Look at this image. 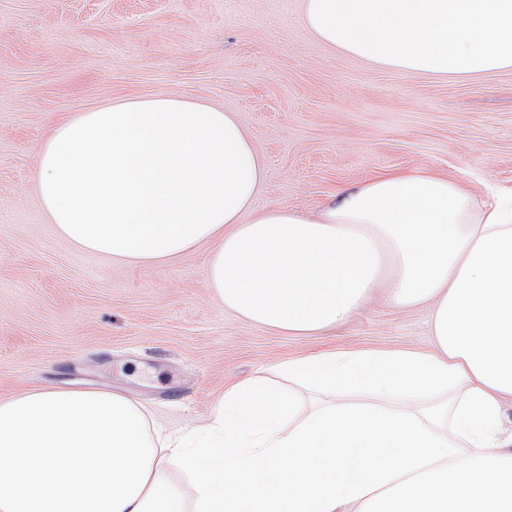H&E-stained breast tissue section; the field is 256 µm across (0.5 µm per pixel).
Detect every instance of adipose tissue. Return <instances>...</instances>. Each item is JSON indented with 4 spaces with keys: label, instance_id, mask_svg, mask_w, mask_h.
<instances>
[{
    "label": "adipose tissue",
    "instance_id": "adipose-tissue-1",
    "mask_svg": "<svg viewBox=\"0 0 512 512\" xmlns=\"http://www.w3.org/2000/svg\"><path fill=\"white\" fill-rule=\"evenodd\" d=\"M305 24L411 74L512 69V0H305ZM34 167L42 208L79 249L145 265L217 241L205 279L218 300L295 333L383 280L397 305L433 301L434 350L284 360L287 388L237 383L186 436H156L109 390L0 400V512H512V194L480 210L448 175L393 173L315 219L256 214L265 164L236 116L165 93L53 124Z\"/></svg>",
    "mask_w": 512,
    "mask_h": 512
}]
</instances>
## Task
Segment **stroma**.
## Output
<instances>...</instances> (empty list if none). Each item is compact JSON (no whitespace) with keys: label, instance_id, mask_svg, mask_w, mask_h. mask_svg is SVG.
<instances>
[{"label":"stroma","instance_id":"stroma-1","mask_svg":"<svg viewBox=\"0 0 512 512\" xmlns=\"http://www.w3.org/2000/svg\"><path fill=\"white\" fill-rule=\"evenodd\" d=\"M304 0H0V400L35 387L106 388L165 432L193 428L226 386L274 379L323 351L427 352L429 302L385 287L336 325L284 333L224 309L212 244L166 264L75 248L34 193L51 124L127 96L172 93L236 113L262 155L254 209L317 216L385 171L512 189V69L413 75L317 39Z\"/></svg>","mask_w":512,"mask_h":512}]
</instances>
